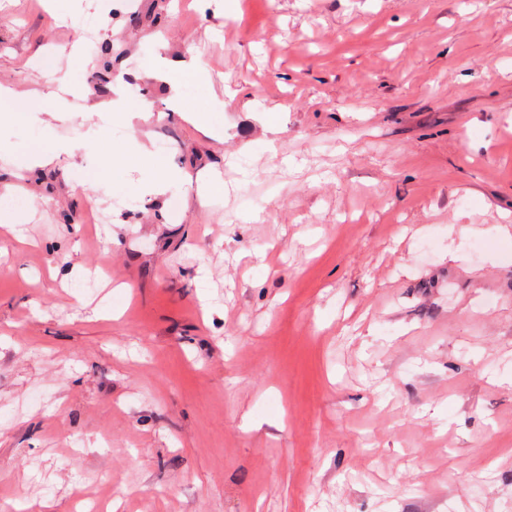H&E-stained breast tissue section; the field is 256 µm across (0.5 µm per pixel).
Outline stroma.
Masks as SVG:
<instances>
[{"label": "stroma", "instance_id": "obj_1", "mask_svg": "<svg viewBox=\"0 0 512 512\" xmlns=\"http://www.w3.org/2000/svg\"><path fill=\"white\" fill-rule=\"evenodd\" d=\"M189 2L0 0V84L72 87L0 125V506L512 512V0ZM145 139L184 182L105 187ZM61 153H67L75 157L73 149L59 145L50 140H44L34 153H24L18 158V166L30 168L34 165L51 164ZM33 204V199L18 194L16 186L0 185V224H18L20 216Z\"/></svg>", "mask_w": 512, "mask_h": 512}]
</instances>
